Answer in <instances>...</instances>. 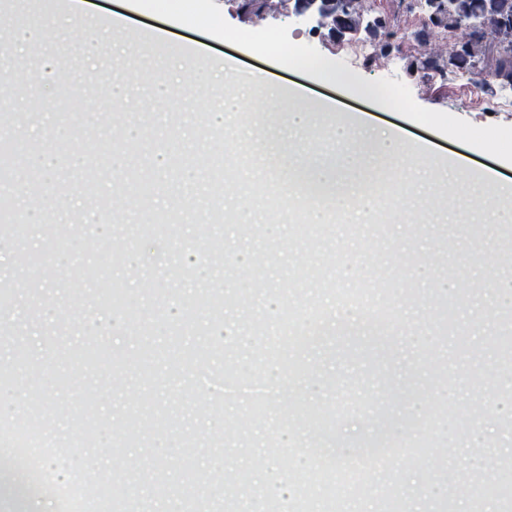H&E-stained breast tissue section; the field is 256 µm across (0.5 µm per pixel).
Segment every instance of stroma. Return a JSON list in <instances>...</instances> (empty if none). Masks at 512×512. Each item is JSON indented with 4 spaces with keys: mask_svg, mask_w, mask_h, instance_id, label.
<instances>
[{
    "mask_svg": "<svg viewBox=\"0 0 512 512\" xmlns=\"http://www.w3.org/2000/svg\"><path fill=\"white\" fill-rule=\"evenodd\" d=\"M94 2L98 16L122 13L127 30L95 39L84 20L62 19L21 59L48 69L46 83L0 75V365L24 384L1 389L0 402L17 405L15 424L36 408L62 432L48 442L31 430V448L114 488L106 502L86 497L85 512H162L169 503L181 512H342L353 500L371 512H504L498 497L477 505L451 489L492 459L512 458V421L491 410L512 381L494 349L498 284L512 278L502 248L512 222L492 206L498 189L485 188L487 206L470 210L466 174L441 183L387 168L369 189L373 221L352 205L313 222L282 193L279 156L250 146L262 87L222 126L203 114L233 92L229 77L195 84L157 112L162 52L147 43L131 56L123 43L164 28L192 48L184 68L228 54L255 78L303 86L310 100L335 99L375 126H401L446 156L491 166L512 144V118L478 114L460 78L350 69L304 16L258 20L226 0H178L173 11L160 0ZM235 30L254 43L226 44ZM267 36L330 59L408 111L262 53ZM34 177L46 191L37 204L21 190ZM58 189L70 198L55 202ZM92 218L108 231L90 250ZM451 271L457 286L447 293L438 283ZM109 282L122 285L123 306L107 302ZM209 288L222 289L220 310L197 306ZM344 309L397 338L393 378L411 386L390 406L386 435L406 452L382 476H346L349 449L376 438L365 415L336 409V388L357 361L308 343ZM219 326L228 337L217 339ZM272 462L288 497L266 492Z\"/></svg>",
    "mask_w": 512,
    "mask_h": 512,
    "instance_id": "obj_1",
    "label": "stroma"
}]
</instances>
